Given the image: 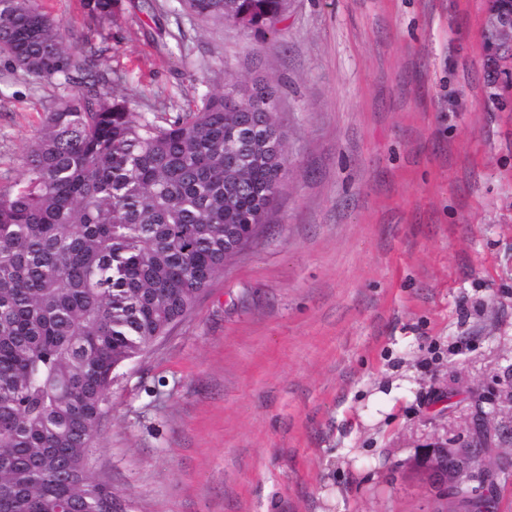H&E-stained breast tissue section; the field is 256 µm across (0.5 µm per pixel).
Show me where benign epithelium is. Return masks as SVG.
Segmentation results:
<instances>
[{"label": "benign epithelium", "mask_w": 512, "mask_h": 512, "mask_svg": "<svg viewBox=\"0 0 512 512\" xmlns=\"http://www.w3.org/2000/svg\"><path fill=\"white\" fill-rule=\"evenodd\" d=\"M484 44L503 70L512 73V0H489L487 21L483 31ZM492 449L479 447L465 450L446 444L432 450L431 476L444 493L464 504L478 503L481 512H493V490L497 478L512 473L501 469V461L509 455L500 453L492 461ZM481 479L482 491L471 482Z\"/></svg>", "instance_id": "obj_1"}]
</instances>
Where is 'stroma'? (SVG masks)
I'll return each instance as SVG.
<instances>
[{
  "label": "stroma",
  "mask_w": 512,
  "mask_h": 512,
  "mask_svg": "<svg viewBox=\"0 0 512 512\" xmlns=\"http://www.w3.org/2000/svg\"><path fill=\"white\" fill-rule=\"evenodd\" d=\"M136 111L275 84L271 222L122 365L90 463L125 512H434L424 457L512 449V80L487 0H288L276 40L185 11L39 0ZM56 86L0 55V191Z\"/></svg>",
  "instance_id": "obj_1"
}]
</instances>
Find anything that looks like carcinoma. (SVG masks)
Here are the masks:
<instances>
[{
	"mask_svg": "<svg viewBox=\"0 0 512 512\" xmlns=\"http://www.w3.org/2000/svg\"><path fill=\"white\" fill-rule=\"evenodd\" d=\"M115 0H86L94 17ZM192 15L275 36L287 0H182ZM0 54L62 93L0 192V512H124L89 464L117 369L185 318L224 269L228 224L267 223L288 170L224 141L278 89L231 80L150 118L115 93L101 51L69 43L35 0H0Z\"/></svg>",
	"mask_w": 512,
	"mask_h": 512,
	"instance_id": "carcinoma-1",
	"label": "carcinoma"
}]
</instances>
